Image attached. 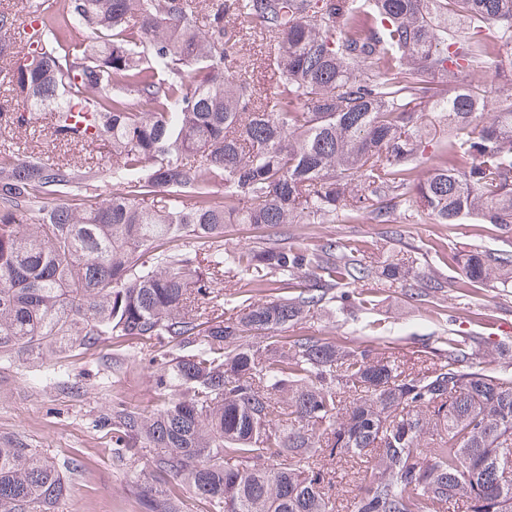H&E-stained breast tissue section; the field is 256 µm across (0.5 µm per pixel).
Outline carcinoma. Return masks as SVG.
<instances>
[{"label": "carcinoma", "mask_w": 512, "mask_h": 512, "mask_svg": "<svg viewBox=\"0 0 512 512\" xmlns=\"http://www.w3.org/2000/svg\"><path fill=\"white\" fill-rule=\"evenodd\" d=\"M235 17L256 22L227 31ZM262 42L274 61L244 47ZM512 0H36L0 12V80L48 118L46 158H0V364L87 351L114 336L149 357L160 404L121 399L124 458L156 468L142 512H335L328 466L357 471L356 512H497L512 502V379L470 366L466 336L420 374L372 349L282 335L369 278L331 238L224 249L230 224L395 222L512 232ZM50 112H45V109ZM431 114L442 133L429 136ZM108 149L110 167L92 152ZM440 165L415 176L425 153ZM112 193L53 203L104 177ZM224 187V200L214 189ZM387 278L409 286L396 261ZM258 299L224 317L240 281ZM462 285L512 288V255L476 251ZM22 435L0 441V512H59L67 472ZM473 79L486 87V90L488 91V100L490 101V106L484 112L483 116L476 122H480L478 127L479 129L482 124H486V122L490 121V118L493 115L496 102V88L498 86L499 81L495 75V68L493 66L476 73L473 76Z\"/></svg>", "instance_id": "obj_1"}]
</instances>
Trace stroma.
Listing matches in <instances>:
<instances>
[{
    "label": "stroma",
    "instance_id": "35a3bbf8",
    "mask_svg": "<svg viewBox=\"0 0 512 512\" xmlns=\"http://www.w3.org/2000/svg\"><path fill=\"white\" fill-rule=\"evenodd\" d=\"M286 231L294 244L336 239L359 249L373 267L355 290L360 307L332 314L315 310L288 329V338L315 336L351 348L368 346L423 373L433 367L436 353L446 352L450 334L469 335L477 366L512 375V335L501 329L512 324V289L458 287L461 269L453 260L481 250L512 254V236L496 225L433 224L419 220L409 206L392 224L339 220L291 224ZM390 256L407 260L411 274L421 279L447 282V289L429 302L410 295L383 275ZM131 360L135 368L113 381V364ZM47 371L52 380H44ZM118 399L149 409L159 403L152 369L125 342L110 339L64 359L47 354L0 365V437L24 435L51 460L79 465L69 476L62 512H141L132 493L133 473L118 457L112 430L104 423Z\"/></svg>",
    "mask_w": 512,
    "mask_h": 512
}]
</instances>
